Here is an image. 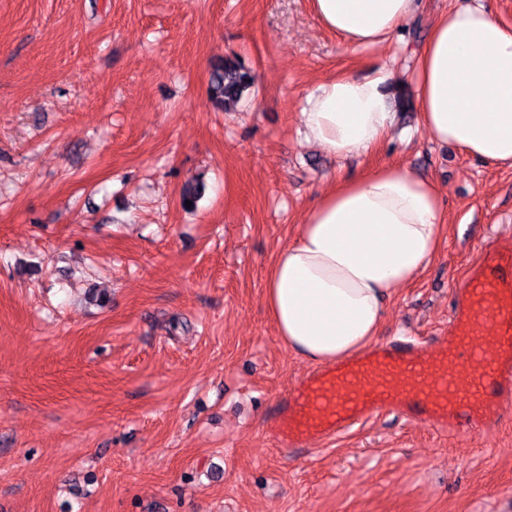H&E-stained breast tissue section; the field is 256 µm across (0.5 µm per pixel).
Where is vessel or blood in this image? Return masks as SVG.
<instances>
[{
    "instance_id": "obj_1",
    "label": "vessel or blood",
    "mask_w": 512,
    "mask_h": 512,
    "mask_svg": "<svg viewBox=\"0 0 512 512\" xmlns=\"http://www.w3.org/2000/svg\"><path fill=\"white\" fill-rule=\"evenodd\" d=\"M392 413L444 434L512 414L511 235L489 237L433 344L395 337L307 373L280 397L271 431L277 447L301 448Z\"/></svg>"
}]
</instances>
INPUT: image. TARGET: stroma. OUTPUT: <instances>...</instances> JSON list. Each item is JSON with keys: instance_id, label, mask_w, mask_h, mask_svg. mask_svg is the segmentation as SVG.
Segmentation results:
<instances>
[{"instance_id": "35a3bbf8", "label": "stroma", "mask_w": 512, "mask_h": 512, "mask_svg": "<svg viewBox=\"0 0 512 512\" xmlns=\"http://www.w3.org/2000/svg\"><path fill=\"white\" fill-rule=\"evenodd\" d=\"M451 2L474 0H420L404 41L354 50L308 0H0V512H512V419L456 437L382 416L295 451L268 431L312 365L276 336L266 271L317 193L383 164L441 191L440 251L386 298L380 342L446 329L512 233V169L434 142L416 108L368 155L300 132L322 79L411 85ZM232 53L255 86L222 112ZM254 77L237 55L227 56L217 64L211 74L209 94L214 106L225 112L240 103L253 85Z\"/></svg>"}]
</instances>
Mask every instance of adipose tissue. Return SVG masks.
Segmentation results:
<instances>
[{
  "instance_id": "obj_1",
  "label": "adipose tissue",
  "mask_w": 512,
  "mask_h": 512,
  "mask_svg": "<svg viewBox=\"0 0 512 512\" xmlns=\"http://www.w3.org/2000/svg\"><path fill=\"white\" fill-rule=\"evenodd\" d=\"M319 24L354 49L402 39L417 0H309ZM413 92L432 140L512 168V25L484 4L437 15L415 63ZM386 66L317 82L300 112L303 134L345 159L381 148L393 129ZM448 214L433 180L386 165L333 182L296 238L275 254L265 303L285 348L323 364L365 349L383 297L413 282L439 252Z\"/></svg>"
}]
</instances>
